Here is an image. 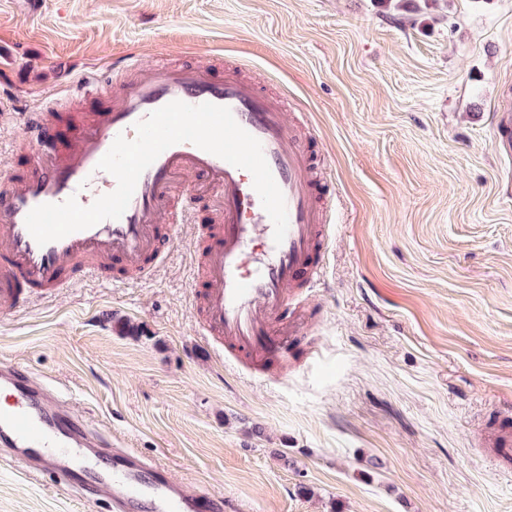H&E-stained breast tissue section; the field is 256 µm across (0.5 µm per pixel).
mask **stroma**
Wrapping results in <instances>:
<instances>
[{
	"label": "stroma",
	"instance_id": "1",
	"mask_svg": "<svg viewBox=\"0 0 512 512\" xmlns=\"http://www.w3.org/2000/svg\"><path fill=\"white\" fill-rule=\"evenodd\" d=\"M133 54L254 80L320 158L324 278L283 372L204 342L183 226L146 280L85 278L0 321V355L227 512H512V0H0V169L18 115ZM0 512H112L0 462Z\"/></svg>",
	"mask_w": 512,
	"mask_h": 512
}]
</instances>
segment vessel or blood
I'll return each mask as SVG.
<instances>
[{
	"label": "vessel or blood",
	"mask_w": 512,
	"mask_h": 512,
	"mask_svg": "<svg viewBox=\"0 0 512 512\" xmlns=\"http://www.w3.org/2000/svg\"><path fill=\"white\" fill-rule=\"evenodd\" d=\"M138 78L113 100L106 74L91 70L75 83L79 98L95 104L64 125L61 102L24 115V139L34 164L19 177L0 175V319L26 309L34 298L53 297L77 280L107 278L120 262L135 279L152 276L178 237L166 222L171 197L185 192L187 204L207 192L220 197L217 230L199 226L205 241L201 275L206 283L195 301L205 335L216 338L228 360L254 365L287 360L291 343L303 339L304 323L290 316L291 295L315 287L324 274L319 247L323 219L319 197L329 184L315 183L308 150L295 135L281 104L260 94L256 83L215 79L197 65L166 67L127 59ZM172 101L212 103L231 110L236 122L262 145L283 193L288 230L275 244L274 225L263 209L253 177L189 142L165 149L140 176L120 218L38 245L26 217L42 204L76 198L83 206L113 192L117 181L99 170L117 137L134 139L135 125ZM0 458L55 476L59 485L93 497L110 490L113 512H224V497L188 491L171 472L108 439H93L85 416L54 407L46 388L20 363L0 361Z\"/></svg>",
	"instance_id": "obj_1"
}]
</instances>
